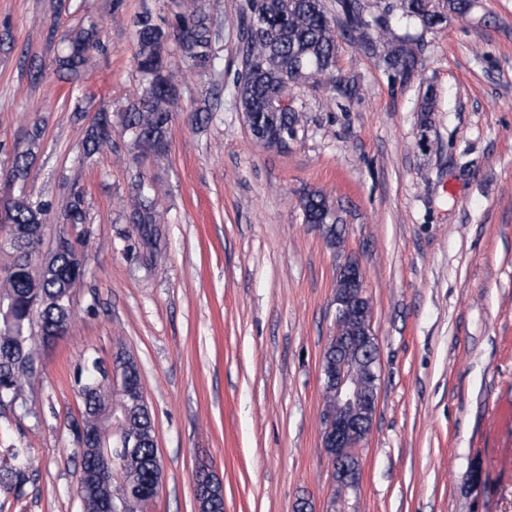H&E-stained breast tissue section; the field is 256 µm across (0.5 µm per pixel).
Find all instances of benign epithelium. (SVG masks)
<instances>
[{"mask_svg":"<svg viewBox=\"0 0 512 512\" xmlns=\"http://www.w3.org/2000/svg\"><path fill=\"white\" fill-rule=\"evenodd\" d=\"M44 237L42 224H11L6 242L34 245L41 251ZM335 334L336 350L346 349L356 355L347 361L325 355L321 375L326 395L334 405H324L322 447L327 449L334 479L341 492L359 488L362 472L352 462L354 451L370 433L378 406L380 352L372 327V305L365 291L361 264L350 259L336 268Z\"/></svg>","mask_w":512,"mask_h":512,"instance_id":"7a95c632","label":"benign epithelium"}]
</instances>
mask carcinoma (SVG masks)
<instances>
[{"label": "carcinoma", "instance_id": "cac0c4a2", "mask_svg": "<svg viewBox=\"0 0 512 512\" xmlns=\"http://www.w3.org/2000/svg\"><path fill=\"white\" fill-rule=\"evenodd\" d=\"M447 8L433 6V0H390L372 13L365 0H336L333 17L326 0H246L229 24L242 32L241 70L234 81L235 102L244 123L258 141L275 142L292 138L302 128V113L294 105L279 106L276 98L288 88L305 84L334 82L338 34L350 37L365 52L380 51V57L405 79L421 67L417 46L427 32L447 21V11L466 18L475 0H445ZM170 17L146 9L130 19L133 30V60L140 95L120 115L136 156L163 157L169 151L171 105L175 97V73L168 60L178 52L186 64L202 71L214 67L216 33L200 0H169ZM398 14L404 32L396 33L390 22ZM99 25L91 22L68 32L66 47L56 59L60 79L73 81L87 67L89 54L100 47ZM43 129L35 123L27 130L26 149L14 154L10 174L17 189L5 207L8 223L0 231L9 233L10 224H42L53 204L33 197L27 190L35 149ZM112 146V115L99 110L98 120L86 131L83 158ZM159 188L144 175L129 188V220L146 225L142 241L155 244V225L163 223L158 208ZM305 223L324 225L328 244L336 246L338 212L329 196L312 189L300 198ZM67 224L87 223L85 198L78 187L71 189L62 209ZM74 244L32 272L0 278V392L28 399L39 363V347L55 342L66 332L73 316V287L70 263ZM9 268H23L36 262L30 246L12 248ZM123 380L141 381L137 362L124 354ZM75 385L88 408L87 428L98 447L81 458V466L99 474V483L82 488V512H103L115 506L120 512H143L154 498L151 478L154 470V424L149 408L134 406L123 392L103 380L98 359L86 361L75 376ZM132 435L139 447L129 455L116 447ZM31 481L30 460L23 448H15L11 461L0 462V491L22 493Z\"/></svg>", "mask_w": 512, "mask_h": 512}]
</instances>
